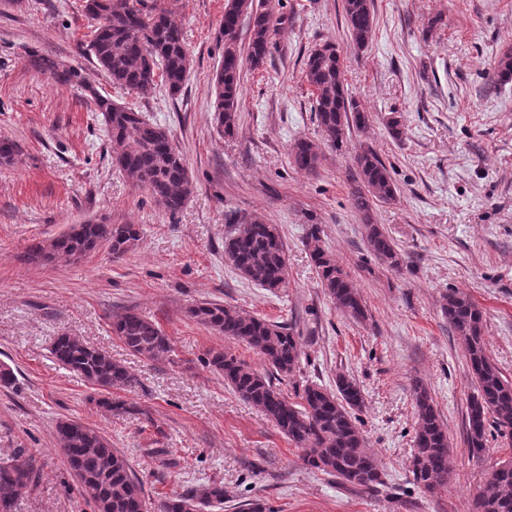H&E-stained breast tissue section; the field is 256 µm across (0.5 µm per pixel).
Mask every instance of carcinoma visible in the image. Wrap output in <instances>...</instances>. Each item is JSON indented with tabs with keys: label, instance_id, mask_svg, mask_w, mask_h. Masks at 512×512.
<instances>
[{
	"label": "carcinoma",
	"instance_id": "1",
	"mask_svg": "<svg viewBox=\"0 0 512 512\" xmlns=\"http://www.w3.org/2000/svg\"><path fill=\"white\" fill-rule=\"evenodd\" d=\"M350 35L349 47L365 49L374 28L373 0H343ZM85 12L97 21L87 46L96 64L112 84L146 94L156 81L176 94L184 87L190 69L183 29L171 18L161 0H85ZM248 17L247 45L239 38L240 21ZM281 24L270 0H225L224 53L216 72L215 95L218 122L224 135L235 133L239 121V92L244 64L257 70L270 52L273 35ZM28 64L49 72L66 86L87 89L85 77L77 69L58 68L54 60L39 54L28 55ZM304 81L312 89L314 114L328 145L339 149L351 128H364L369 115L349 96L341 51L333 43L315 47L308 55ZM496 81L512 82V49L499 59ZM94 111L102 114L112 156L120 160L117 170L143 190L157 205L174 215L192 194V182L184 158L169 133L147 122L141 112L92 93ZM322 158L320 147L307 139L298 140L291 151L294 167L317 172ZM358 170L350 196L361 214L368 250L381 262L398 269L403 259L394 243L374 221L373 208L397 199L398 187L385 162L370 148L354 155ZM233 229L224 237V259L249 282L276 290L284 287L288 275V251L278 225L260 215L246 221L230 220ZM134 224L85 222L50 240L32 241L23 260L53 263L59 259L76 261L102 244L120 257L138 240ZM311 258L322 287L336 309L357 321L366 319L365 306L349 274L322 245L319 228L312 225L307 234ZM443 312L450 329L463 342L467 367L478 393L468 406L466 440L476 455L486 449L487 427L512 435V382L490 359L483 342V313L467 296L451 290L444 297ZM188 315L202 326L227 339L243 343L260 354L279 377L292 374L300 362L301 349L289 328L280 323L247 315L220 301L193 305ZM112 330L133 354L149 361L169 356L170 338L154 321L126 311L112 320ZM57 363L84 377L104 394L99 404L114 416L134 410L121 400L110 398L114 390L135 388L138 379L105 351L74 336L61 335L51 345ZM209 365L224 376V383L244 402L259 408L281 434L306 452L305 461L317 470L340 480L348 487L373 491L383 485L382 470L367 450L353 411L363 404L359 385L341 375L336 389L317 384L304 386L299 402L283 395L267 373L259 372L224 352L210 354ZM416 432L411 473L416 484L433 493L448 486L450 443L445 427L428 390L421 383L413 387ZM56 436L67 464L95 512H148L144 486L136 477L127 457L97 430L76 419L57 422ZM39 475L33 454L17 449L0 461V512H15L20 495L34 487ZM224 487L212 484L203 491L187 486L182 491L160 497L154 512H201L214 503H223ZM472 512H512V459L501 461L488 472L474 496Z\"/></svg>",
	"mask_w": 512,
	"mask_h": 512
}]
</instances>
